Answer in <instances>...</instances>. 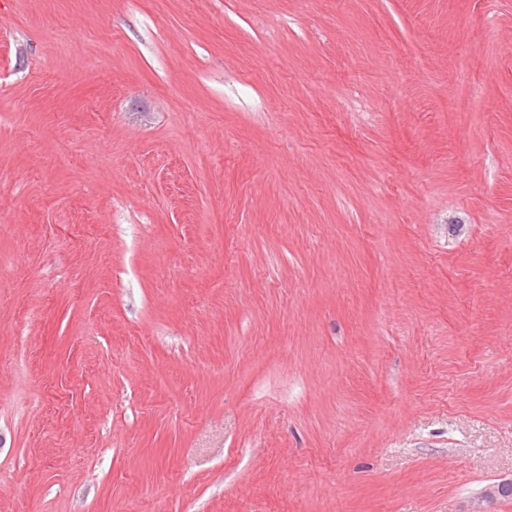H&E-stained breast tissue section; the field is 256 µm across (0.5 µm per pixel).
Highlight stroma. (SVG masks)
<instances>
[{
	"label": "stroma",
	"mask_w": 512,
	"mask_h": 512,
	"mask_svg": "<svg viewBox=\"0 0 512 512\" xmlns=\"http://www.w3.org/2000/svg\"><path fill=\"white\" fill-rule=\"evenodd\" d=\"M509 479L512 0H0V512Z\"/></svg>",
	"instance_id": "1"
}]
</instances>
